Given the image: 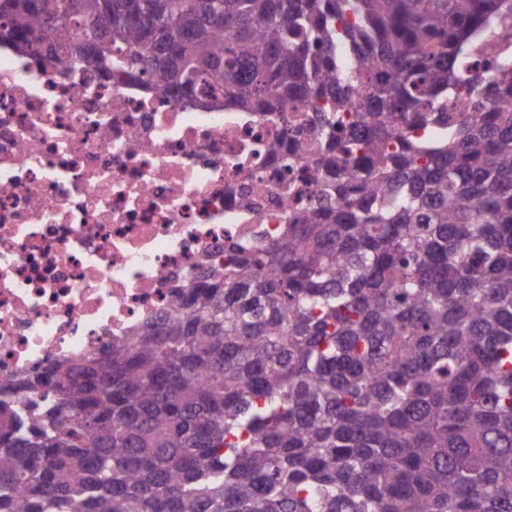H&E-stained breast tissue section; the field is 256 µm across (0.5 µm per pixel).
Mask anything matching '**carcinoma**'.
<instances>
[{"label":"carcinoma","mask_w":512,"mask_h":512,"mask_svg":"<svg viewBox=\"0 0 512 512\" xmlns=\"http://www.w3.org/2000/svg\"><path fill=\"white\" fill-rule=\"evenodd\" d=\"M511 38L512 0H0L318 169L169 321L0 388V512H512Z\"/></svg>","instance_id":"carcinoma-1"}]
</instances>
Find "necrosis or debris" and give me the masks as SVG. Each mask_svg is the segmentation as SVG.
Instances as JSON below:
<instances>
[{
    "label": "necrosis or debris",
    "instance_id": "1",
    "mask_svg": "<svg viewBox=\"0 0 512 512\" xmlns=\"http://www.w3.org/2000/svg\"><path fill=\"white\" fill-rule=\"evenodd\" d=\"M196 99L0 44V385L167 321L232 246L301 211L284 188L311 194L317 170L267 155L279 126L216 87Z\"/></svg>",
    "mask_w": 512,
    "mask_h": 512
}]
</instances>
